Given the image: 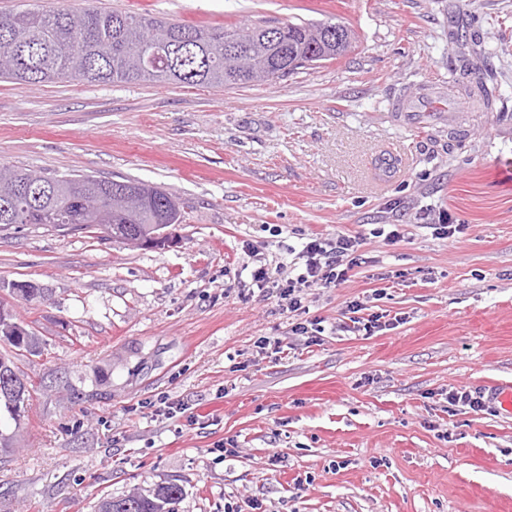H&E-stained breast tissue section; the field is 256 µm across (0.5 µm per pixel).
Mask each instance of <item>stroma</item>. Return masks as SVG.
I'll return each mask as SVG.
<instances>
[{
  "label": "stroma",
  "instance_id": "stroma-1",
  "mask_svg": "<svg viewBox=\"0 0 512 512\" xmlns=\"http://www.w3.org/2000/svg\"><path fill=\"white\" fill-rule=\"evenodd\" d=\"M34 6L339 19L356 46L270 85L0 79V167L139 179L185 213L165 248L0 231V305L43 341L14 361L35 390L0 424V512H97L168 482L185 490L175 512H512V416L448 400L512 384V0H0V14ZM431 85L448 92L437 111L392 110ZM443 214L462 233L436 238ZM339 232L366 262L306 290L305 315L253 287L259 266ZM23 281L43 298L14 294ZM352 301L395 328L355 331ZM304 318L320 341L293 332ZM160 396L181 414L146 408Z\"/></svg>",
  "mask_w": 512,
  "mask_h": 512
}]
</instances>
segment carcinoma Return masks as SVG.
Instances as JSON below:
<instances>
[{"mask_svg": "<svg viewBox=\"0 0 512 512\" xmlns=\"http://www.w3.org/2000/svg\"><path fill=\"white\" fill-rule=\"evenodd\" d=\"M165 27L171 37L166 59L150 72L142 69L138 50L152 46L155 31ZM351 30L332 21L300 24H243L199 27L163 17L118 11L70 8H27L0 16V58L16 67L0 75L28 85L57 81L161 84L212 87L285 80L304 67L302 61L321 57L323 47ZM13 180L0 178V225L41 224L89 232L96 228L115 240L140 233L141 224L184 221L177 198L137 179H87L15 170ZM17 351L39 348L36 336H9ZM30 383L20 384L13 399L0 398V410L14 421L27 410ZM183 497L176 483L159 485L152 493L136 491L102 500L130 506L132 512H174L169 505Z\"/></svg>", "mask_w": 512, "mask_h": 512, "instance_id": "1", "label": "carcinoma"}]
</instances>
